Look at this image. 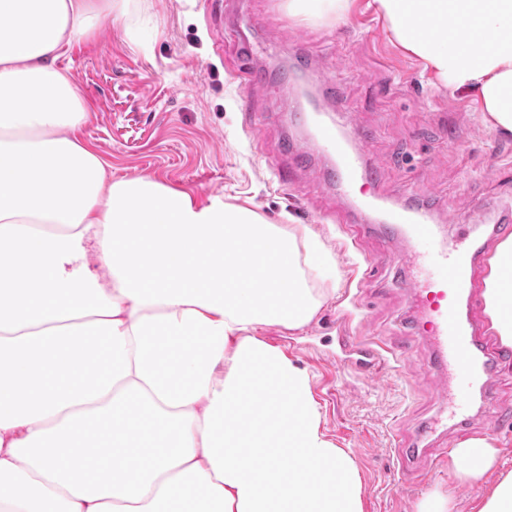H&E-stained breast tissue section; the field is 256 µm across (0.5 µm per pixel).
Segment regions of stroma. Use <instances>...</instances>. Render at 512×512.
<instances>
[{"label":"stroma","instance_id":"obj_1","mask_svg":"<svg viewBox=\"0 0 512 512\" xmlns=\"http://www.w3.org/2000/svg\"><path fill=\"white\" fill-rule=\"evenodd\" d=\"M365 4L355 0L339 22L291 16L285 0H127L123 17L76 41L65 60L89 112L78 135L111 164L113 177H149L223 196L273 224L307 225L336 262V292L304 329L268 328L264 339L311 373L322 429L357 464L364 512H414L426 491L447 489L455 512H471L479 489L455 485L449 464L429 490L390 489L397 467L391 432H413L440 411L433 376L389 359L376 382L348 373L329 385L340 356L339 311L352 313V335L397 339L405 276L391 266L375 279L355 275V261L391 252L393 244L363 229L355 248L345 249L347 215L316 181L323 160L295 182L274 181L270 164L279 158L288 104L268 88L244 89L238 78L250 42L274 46L275 67L301 50L332 68L337 88L329 106L375 133L383 162L378 191L389 203L422 200L445 215L467 198L493 212L512 201V135L478 122L471 93L433 87Z\"/></svg>","mask_w":512,"mask_h":512}]
</instances>
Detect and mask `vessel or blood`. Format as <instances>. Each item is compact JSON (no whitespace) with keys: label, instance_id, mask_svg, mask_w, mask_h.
Returning a JSON list of instances; mask_svg holds the SVG:
<instances>
[{"label":"vessel or blood","instance_id":"obj_1","mask_svg":"<svg viewBox=\"0 0 512 512\" xmlns=\"http://www.w3.org/2000/svg\"><path fill=\"white\" fill-rule=\"evenodd\" d=\"M309 76L326 91L333 90L336 84L334 74L315 69L308 75H293L288 84L279 85L278 90L296 102L294 120L302 126L315 127L322 149L331 154L333 162L325 170L324 180L351 198L354 210L350 222L356 225L362 220L368 202L357 197L355 186L359 183L376 185L381 166L369 159L370 138L348 130L344 115L326 119L321 112L298 105L297 100ZM309 159L305 141L286 138L281 162L276 167V178L287 181L289 170L306 165ZM466 214L468 221L460 225L459 239L451 246L437 238L430 222L429 204L409 202L374 226L383 237L401 239L402 254L393 257L369 255L355 267L356 272L364 276L375 274L385 265L408 267L412 291L410 326L416 335L427 340L428 355L416 359L412 342L407 337L396 341L387 351L347 333L339 336L338 342L349 351L351 360L347 369L354 373L371 374L383 353L387 352L398 363L416 361L421 371H434L444 377L464 375L468 388L480 394L487 429L495 430L512 423V406L500 399L491 384L502 366L512 364V347L499 344L486 332L477 288L488 260L491 240L512 236V223L505 221L490 225V237L485 240L473 233L475 227L487 223L485 205L471 201ZM394 448L398 468L391 484L396 488L425 482L448 456L447 447L423 448L404 435L396 441Z\"/></svg>","mask_w":512,"mask_h":512}]
</instances>
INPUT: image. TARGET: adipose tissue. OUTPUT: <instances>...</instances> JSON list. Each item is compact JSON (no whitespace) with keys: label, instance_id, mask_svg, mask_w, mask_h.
<instances>
[{"label":"adipose tissue","instance_id":"ef3b65f1","mask_svg":"<svg viewBox=\"0 0 512 512\" xmlns=\"http://www.w3.org/2000/svg\"><path fill=\"white\" fill-rule=\"evenodd\" d=\"M439 87L512 134V0H367ZM125 0H0V512H363L306 370L268 327L309 325L336 264L306 226L223 197L113 178L77 132L62 65ZM434 23L430 38L415 22ZM482 298L512 347V238ZM512 512L493 441L454 451Z\"/></svg>","mask_w":512,"mask_h":512}]
</instances>
